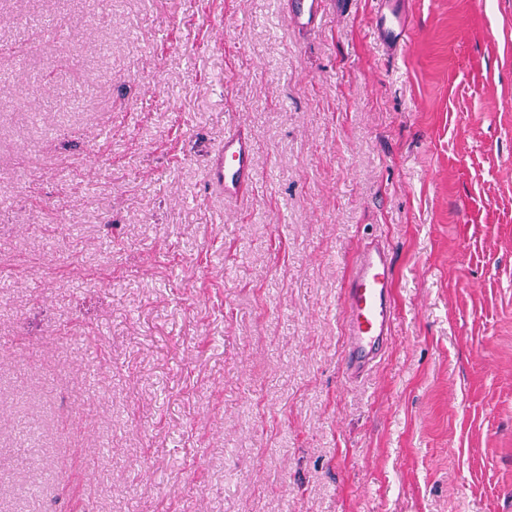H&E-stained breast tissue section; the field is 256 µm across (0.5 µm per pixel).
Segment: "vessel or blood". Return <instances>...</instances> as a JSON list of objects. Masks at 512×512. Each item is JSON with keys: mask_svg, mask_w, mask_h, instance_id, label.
I'll list each match as a JSON object with an SVG mask.
<instances>
[{"mask_svg": "<svg viewBox=\"0 0 512 512\" xmlns=\"http://www.w3.org/2000/svg\"><path fill=\"white\" fill-rule=\"evenodd\" d=\"M406 0H376L373 28L376 37L393 56L407 50L408 32L414 24L405 11ZM325 0H289L288 23L308 32L318 28ZM254 139L234 129L207 160V179L219 195L233 198L254 180ZM394 255L385 243L370 241L356 252L344 282L342 318L344 329L343 374L353 381L371 370L386 354L393 341L395 291Z\"/></svg>", "mask_w": 512, "mask_h": 512, "instance_id": "1", "label": "vessel or blood"}]
</instances>
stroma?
Listing matches in <instances>:
<instances>
[{
    "instance_id": "stroma-1",
    "label": "stroma",
    "mask_w": 512,
    "mask_h": 512,
    "mask_svg": "<svg viewBox=\"0 0 512 512\" xmlns=\"http://www.w3.org/2000/svg\"><path fill=\"white\" fill-rule=\"evenodd\" d=\"M286 2L0 0V512H512V0H409L393 64L374 0ZM325 3V0H289V25L301 32L318 28L324 14ZM254 139L234 129L224 134V142L207 160L210 187L225 198L237 197L254 180ZM393 273L394 254L385 243L371 240L357 250L342 294L343 374L348 381L371 370L392 344Z\"/></svg>"
}]
</instances>
